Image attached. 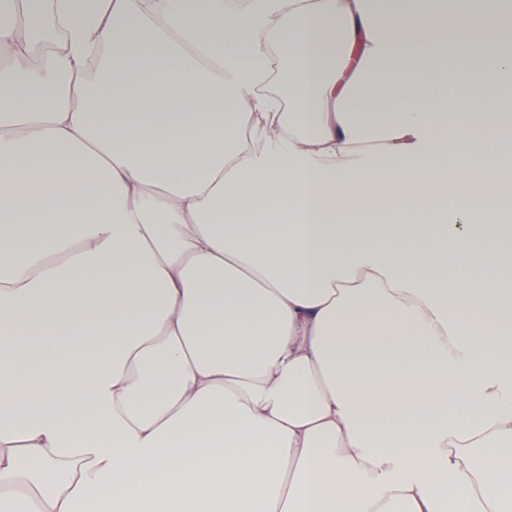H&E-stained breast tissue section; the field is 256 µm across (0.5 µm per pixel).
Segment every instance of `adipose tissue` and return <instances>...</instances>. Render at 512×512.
<instances>
[{
	"instance_id": "1",
	"label": "adipose tissue",
	"mask_w": 512,
	"mask_h": 512,
	"mask_svg": "<svg viewBox=\"0 0 512 512\" xmlns=\"http://www.w3.org/2000/svg\"><path fill=\"white\" fill-rule=\"evenodd\" d=\"M91 4L0 0V503L512 512L500 0Z\"/></svg>"
}]
</instances>
